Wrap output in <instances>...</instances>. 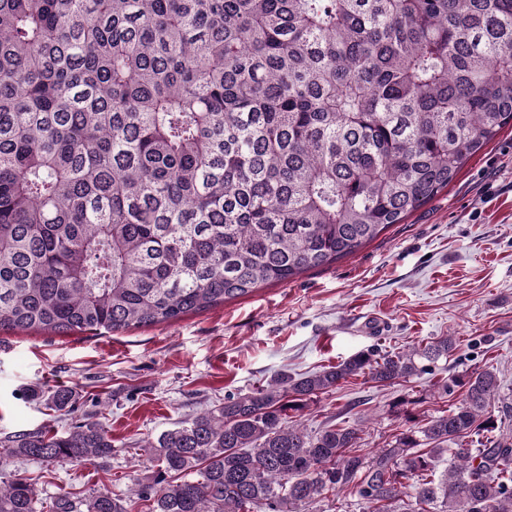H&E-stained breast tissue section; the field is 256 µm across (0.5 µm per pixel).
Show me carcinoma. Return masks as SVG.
<instances>
[{
	"mask_svg": "<svg viewBox=\"0 0 512 512\" xmlns=\"http://www.w3.org/2000/svg\"><path fill=\"white\" fill-rule=\"evenodd\" d=\"M512 127V0H0V330L167 323L355 253ZM455 349H367L165 431L148 512H296L352 487L366 512H512V436L485 367L390 448L289 411L394 384ZM72 392L47 395L53 411ZM12 457H112L89 419L8 435ZM448 468L437 473L443 462ZM0 476V512H41ZM54 512H133L100 492Z\"/></svg>",
	"mask_w": 512,
	"mask_h": 512,
	"instance_id": "obj_1",
	"label": "carcinoma"
}]
</instances>
